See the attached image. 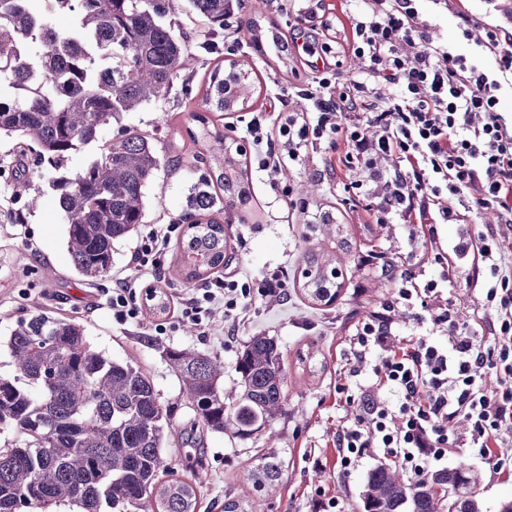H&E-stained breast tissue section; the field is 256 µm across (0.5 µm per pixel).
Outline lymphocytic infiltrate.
Returning <instances> with one entry per match:
<instances>
[{
	"label": "lymphocytic infiltrate",
	"mask_w": 512,
	"mask_h": 512,
	"mask_svg": "<svg viewBox=\"0 0 512 512\" xmlns=\"http://www.w3.org/2000/svg\"><path fill=\"white\" fill-rule=\"evenodd\" d=\"M422 2L360 0L336 15L326 0H303L298 24L326 31L327 38L317 46L292 34L289 52L338 66L352 57L359 69L339 89L327 75L317 76L303 91L314 110L281 124L282 146H274L261 116L249 121L246 142L275 184L303 147L326 141L332 151L327 171L364 201L368 223L408 229V269L396 271L373 250L361 264L400 277L399 298L414 309L417 323L442 328L448 338L443 345L424 337L390 345L394 318L387 306L355 323L348 376H360L367 354L377 352L373 373L390 397L379 400L361 388L347 394L355 416L336 432L342 473L374 454L418 478L432 462L466 448L487 463L492 477L511 479L512 456L501 447L512 439V120L501 100L512 93V29L473 14L469 0H433L457 17L460 38L456 48L436 44L427 36ZM484 212L493 213L495 223L478 224ZM441 224L475 227L464 249L473 255L485 313L466 324L431 305L452 274L438 236ZM177 229L174 223L145 225L134 262L159 274L160 255ZM431 253L440 272L420 279L415 268ZM287 276L276 269L255 292L246 274L227 271L176 297L177 318L205 334L211 305L222 304L229 318L225 335L235 338L254 295L283 293ZM491 374L497 386L489 391L484 382ZM460 417L469 426L464 437L455 429Z\"/></svg>",
	"instance_id": "obj_1"
}]
</instances>
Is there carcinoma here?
Instances as JSON below:
<instances>
[{
	"instance_id": "carcinoma-1",
	"label": "carcinoma",
	"mask_w": 512,
	"mask_h": 512,
	"mask_svg": "<svg viewBox=\"0 0 512 512\" xmlns=\"http://www.w3.org/2000/svg\"><path fill=\"white\" fill-rule=\"evenodd\" d=\"M208 28L198 48L220 53L227 0H190ZM76 18L70 32L54 16ZM175 0H0V82L12 99L0 106V138L19 139L37 164L58 173L71 154L98 139L125 112L160 101L193 73L187 37L164 18ZM250 73L232 62L209 74L204 104L232 111L245 101ZM196 142H212L208 171L192 188L180 221L191 232L177 249V273L201 280L224 265L228 235L215 215L253 199L240 147L198 117ZM161 158L152 138L135 129L103 146L80 171L56 178L66 245L78 272L92 282L112 270L115 243L144 218L145 191ZM29 181L14 171L10 217L26 223L34 199ZM328 233L343 234L333 208L318 213ZM329 259L307 255L312 299L330 301L338 285L324 275ZM13 367L0 376V434L20 442L0 445V512H198L200 491L176 477L164 452L170 410L132 361L92 348L79 321L38 307L19 319L4 341ZM194 411V427L246 440L286 413L282 355L271 337L254 336L237 361V384L224 392L220 355L191 348L163 349ZM249 479L271 488L284 466L276 448L250 456ZM480 475L464 466L418 480L380 465L367 476L362 512H481ZM224 512H256L240 497L224 498Z\"/></svg>"
}]
</instances>
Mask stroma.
Listing matches in <instances>:
<instances>
[{"label":"stroma","instance_id":"35a3bbf8","mask_svg":"<svg viewBox=\"0 0 512 512\" xmlns=\"http://www.w3.org/2000/svg\"><path fill=\"white\" fill-rule=\"evenodd\" d=\"M244 63L254 78V90L246 109L221 116L217 126L228 138L241 140L253 115L279 107L282 114L302 115L307 101L290 94L298 80L311 71L302 58H292L282 67L271 43H256L249 28H242L238 41L217 54L202 55L187 83L176 84L169 99L150 102L120 121L103 129L97 141L71 155L66 168L74 173L100 154L102 143L135 127L154 137L163 160L146 189L144 221L165 224L186 208L192 186L206 168L196 159L200 149L189 132L196 129L195 114L203 108L208 76L216 64ZM329 152L326 144H314L293 166L283 168L280 188H272L256 161H249L248 176L253 201L246 213L224 211L221 220L230 235L233 267L242 270L260 285L263 276L277 267L288 269L287 299L257 298L250 320L232 343H225L227 318L222 306H212L210 332L175 321L169 315L155 317L153 325L141 320L120 324L112 319L107 300L117 281L138 283L149 275L133 261L139 235L115 243L112 271L108 278L90 283L75 270L66 247V226L62 220L59 188L50 174L41 171L34 155L22 152L11 139L0 140V163L23 165L30 192L38 198L25 226L11 224L6 212L12 188L0 181V337H7L15 322L34 307L54 311L81 322L88 341L108 357L134 361L152 377L162 399L172 411L166 454L176 475L189 476L200 484V512H224V497L257 496L264 512H311L316 488L338 496L344 512H362L361 494L368 473L379 460L365 457L349 475H342L336 462V431L353 417V409L337 388L346 384L352 365L348 336L352 325L372 310L385 305L395 309V342L416 339L419 328L414 316L398 299L395 281L367 274L359 267V253L374 249L396 265L406 262L408 231L401 224H365L349 194L338 186L334 175L324 170ZM290 189L291 202H284L283 189ZM311 207L332 206L345 224L353 251L337 248L333 237L310 232L307 223ZM314 250L334 259L342 272L343 287L337 300L328 306L311 303L301 291L303 256ZM471 259L455 258L447 286L440 288L436 305L448 307L460 322L471 321L482 309L480 292L472 284ZM165 325L164 336H156V325ZM156 336L157 344L143 346L141 337ZM269 336L283 354L286 377L285 415L254 438L243 441L231 434H199L192 430L193 412L180 383L162 356L164 347H193L220 355L224 363V388L232 390L240 353L250 338ZM276 445L285 468L275 487L254 492L248 478L247 451ZM324 458L322 468L312 467L309 457ZM466 464L481 476L482 512H498L501 500L512 498V480H493L486 464L472 453L460 450L441 461L444 469Z\"/></svg>","mask_w":512,"mask_h":512}]
</instances>
